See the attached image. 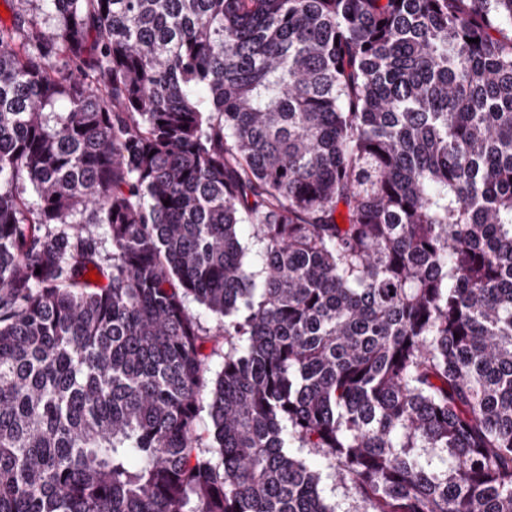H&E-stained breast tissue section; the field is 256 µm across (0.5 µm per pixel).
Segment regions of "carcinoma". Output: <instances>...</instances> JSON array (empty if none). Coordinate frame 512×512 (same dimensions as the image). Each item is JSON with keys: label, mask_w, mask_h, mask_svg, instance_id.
Wrapping results in <instances>:
<instances>
[{"label": "carcinoma", "mask_w": 512, "mask_h": 512, "mask_svg": "<svg viewBox=\"0 0 512 512\" xmlns=\"http://www.w3.org/2000/svg\"><path fill=\"white\" fill-rule=\"evenodd\" d=\"M17 4L0 512H512V0ZM301 456L306 460L307 464L314 470L322 473V495L331 502L339 504L340 510H347L352 507L353 500L344 495L341 485L337 484L332 477H328L331 470L327 467L326 460L319 455L308 453L307 450L301 453Z\"/></svg>", "instance_id": "cac0c4a2"}]
</instances>
